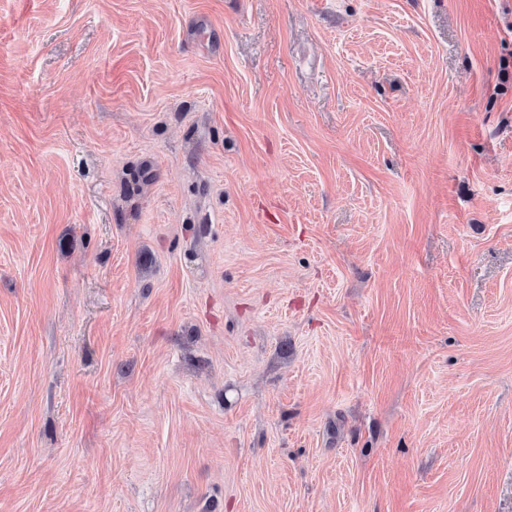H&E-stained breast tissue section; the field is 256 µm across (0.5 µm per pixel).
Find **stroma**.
Wrapping results in <instances>:
<instances>
[{
  "mask_svg": "<svg viewBox=\"0 0 512 512\" xmlns=\"http://www.w3.org/2000/svg\"><path fill=\"white\" fill-rule=\"evenodd\" d=\"M0 512H512V0H0Z\"/></svg>",
  "mask_w": 512,
  "mask_h": 512,
  "instance_id": "35a3bbf8",
  "label": "stroma"
}]
</instances>
